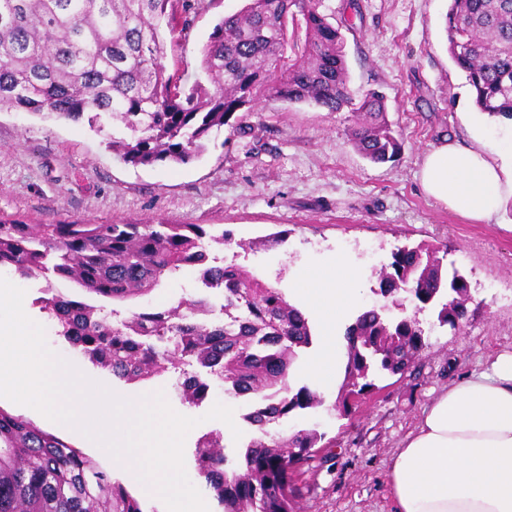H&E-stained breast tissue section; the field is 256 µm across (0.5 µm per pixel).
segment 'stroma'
Here are the masks:
<instances>
[{"label":"stroma","instance_id":"35a3bbf8","mask_svg":"<svg viewBox=\"0 0 512 512\" xmlns=\"http://www.w3.org/2000/svg\"><path fill=\"white\" fill-rule=\"evenodd\" d=\"M243 0H173L164 65L180 87L201 70V49L224 15ZM450 0H323L322 10L345 36L350 86L378 89L387 97V117L404 140L395 161L374 164L349 140L351 112L309 104L258 102L212 130L204 151L185 163L133 166L116 157L105 133L87 120L53 121L22 109H0V220L25 224H200L227 231L220 250L252 275L291 293L294 279L329 254L348 256L357 269V308L380 307L374 273L395 246L428 244L470 282L475 299L461 330L434 325L429 348L405 374L386 375L374 389L335 407L336 388L323 390L325 403L269 425L274 435L314 427L321 448L294 474L298 512H393L388 487L392 459L422 411L448 385L512 353V203L490 222L469 223L428 198L417 173L427 151L444 138L481 141L488 151L512 142V125L481 113L464 72L453 63L445 35ZM285 232L282 245L250 251L246 244ZM48 347L88 378L125 397L163 392L178 413L198 421L184 445L185 470L209 512H221L213 493L195 472L196 440L223 433L207 419L215 403L233 408L244 448L254 429L244 416L251 403L232 396L219 378L200 404L183 402L178 372L152 381L127 383L91 363L63 337L40 301L44 283L21 284ZM202 289L188 268L151 293L120 304L121 315L147 307H169Z\"/></svg>","mask_w":512,"mask_h":512}]
</instances>
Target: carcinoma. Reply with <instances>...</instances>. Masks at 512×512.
<instances>
[{"instance_id":"obj_1","label":"carcinoma","mask_w":512,"mask_h":512,"mask_svg":"<svg viewBox=\"0 0 512 512\" xmlns=\"http://www.w3.org/2000/svg\"><path fill=\"white\" fill-rule=\"evenodd\" d=\"M171 0H0V108L72 121L112 119V147L124 161L185 163L215 127L260 98L311 103L354 116L349 136L372 163L397 156L403 140L387 119L385 97L350 88L344 37L321 0H245L215 26L203 47L202 75L189 91L166 75L162 23ZM448 51L474 89L479 111L512 119V0H451ZM200 224H22L0 221V270L22 279L70 282L96 299L123 302L149 293L187 267L222 295L224 321L206 319V295L168 308L119 311L61 293L44 300L57 335L126 382L160 377L188 358L201 372L177 385L193 405L210 393L208 377L248 396L244 420L258 432L234 464L221 437L196 443V471L222 512H294L293 475L324 439L316 428L287 437L275 421L316 409L322 398L290 384L300 352L312 343L308 317L282 292L234 263H217ZM383 296L405 293L417 312L432 310L456 331V289L467 278L425 244L399 246L378 273ZM340 385L346 395L397 375L428 347L415 315L366 308L344 332ZM0 512H143L98 460L23 415L0 407Z\"/></svg>"}]
</instances>
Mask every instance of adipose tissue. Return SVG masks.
<instances>
[{
    "instance_id": "adipose-tissue-1",
    "label": "adipose tissue",
    "mask_w": 512,
    "mask_h": 512,
    "mask_svg": "<svg viewBox=\"0 0 512 512\" xmlns=\"http://www.w3.org/2000/svg\"><path fill=\"white\" fill-rule=\"evenodd\" d=\"M426 195L473 224L512 201V145L489 157L446 140L418 172ZM357 272L343 255L306 270L294 288L315 319L318 343L303 366L335 384L344 353L341 323L354 306ZM395 512H512V354L451 384L398 448L388 473Z\"/></svg>"
}]
</instances>
